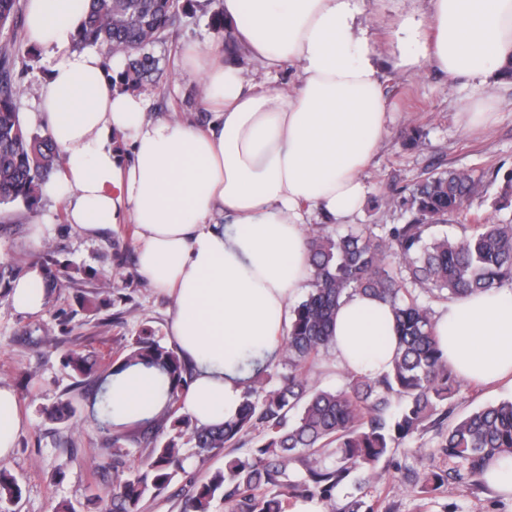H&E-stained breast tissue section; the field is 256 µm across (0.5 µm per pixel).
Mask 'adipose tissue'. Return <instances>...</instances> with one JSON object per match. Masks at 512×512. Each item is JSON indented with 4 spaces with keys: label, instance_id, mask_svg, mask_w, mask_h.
I'll use <instances>...</instances> for the list:
<instances>
[{
    "label": "adipose tissue",
    "instance_id": "ef3b65f1",
    "mask_svg": "<svg viewBox=\"0 0 512 512\" xmlns=\"http://www.w3.org/2000/svg\"><path fill=\"white\" fill-rule=\"evenodd\" d=\"M89 0H26L31 41L49 72L36 119L61 156L43 194L70 224L93 231L134 222L140 274L174 299L170 337L194 368L182 400L201 425L237 413L242 354L281 355L297 290L310 275L304 226L316 213L351 216L362 173L391 116L377 53L360 25L365 0H222L233 43L263 69L298 70L293 89L254 82L223 44L187 46L202 74L205 128L153 119L145 100L113 87L96 48L73 50ZM392 69L425 67L488 85L512 64V0H428V16L400 13ZM129 141L125 150L114 135ZM50 296L37 266L17 280L18 311ZM439 345L463 379L512 383V288L449 303ZM397 348L389 303L365 294L336 310L334 351L350 371L383 374ZM155 371L128 370L109 385L126 418L155 408Z\"/></svg>",
    "mask_w": 512,
    "mask_h": 512
}]
</instances>
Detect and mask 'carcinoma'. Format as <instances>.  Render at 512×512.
<instances>
[{
	"label": "carcinoma",
	"mask_w": 512,
	"mask_h": 512,
	"mask_svg": "<svg viewBox=\"0 0 512 512\" xmlns=\"http://www.w3.org/2000/svg\"><path fill=\"white\" fill-rule=\"evenodd\" d=\"M87 18L73 41L77 49L104 46L107 79L127 91L138 90L160 70L154 47L163 41L175 18L195 8L197 0H89ZM19 0H0V210L34 211L42 187L58 169L60 157L51 138L30 127L18 107L17 43L21 42ZM499 171L432 168L408 188L402 205L412 214L407 224L364 225L329 232L321 226L307 237L310 288L292 311L283 339L284 357L250 368L238 412L220 424L199 425L182 412L180 396L192 380L178 350L161 343L150 329L131 338L108 365L106 376L134 367L155 369L165 400L150 417L114 430L113 404L100 381L90 401L91 414L104 434L103 450L112 458L124 448L152 446L133 477L112 488L109 512H139L145 496L166 488L185 472L186 457L172 430L188 436L201 459L241 448L253 429L262 444L247 458H231L224 469L195 484L185 512H210L221 498L230 512H289L292 500L317 497L336 512V489L348 483L362 490L358 475L374 467L390 449L433 422L452 416L457 376L439 348L435 320L415 286L441 300L500 287L512 282V223L494 224L471 210L473 199ZM448 220L465 224L456 239H427L429 224ZM406 268L404 278L394 265ZM354 293L388 302L395 317L398 349L381 376L350 374L340 390L309 384L313 367L333 348L336 308ZM65 366L81 379L90 377L88 357L68 354ZM288 368L282 373L279 367ZM278 378V384L266 387ZM336 461L325 464L329 448ZM437 452L455 465V474L483 475L495 458L512 456V400L486 405L456 421L440 434ZM308 461L304 475L290 474L295 462ZM448 480L445 470L425 475L419 493L432 495ZM20 496L12 477L0 473V507Z\"/></svg>",
	"instance_id": "obj_1"
}]
</instances>
